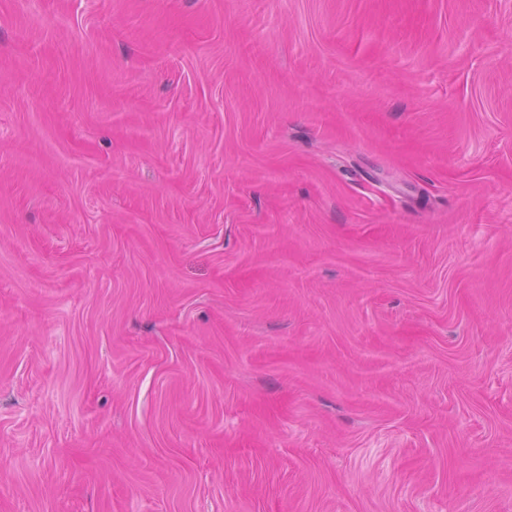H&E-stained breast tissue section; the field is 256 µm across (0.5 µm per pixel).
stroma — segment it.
Instances as JSON below:
<instances>
[{
  "instance_id": "1",
  "label": "stroma",
  "mask_w": 512,
  "mask_h": 512,
  "mask_svg": "<svg viewBox=\"0 0 512 512\" xmlns=\"http://www.w3.org/2000/svg\"><path fill=\"white\" fill-rule=\"evenodd\" d=\"M0 512H512V0H0Z\"/></svg>"
}]
</instances>
